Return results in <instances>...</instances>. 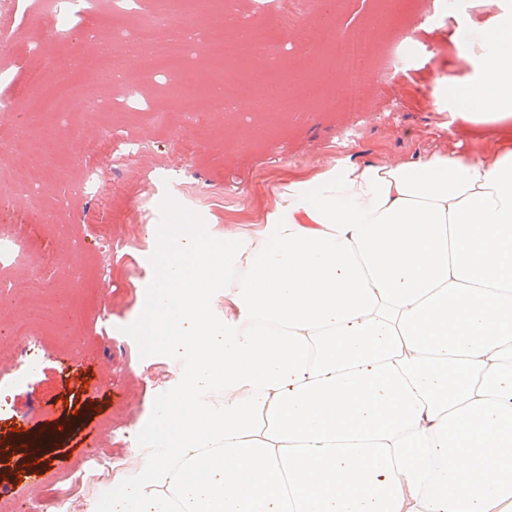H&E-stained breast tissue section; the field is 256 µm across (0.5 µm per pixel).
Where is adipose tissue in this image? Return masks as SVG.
Listing matches in <instances>:
<instances>
[{
  "instance_id": "adipose-tissue-1",
  "label": "adipose tissue",
  "mask_w": 512,
  "mask_h": 512,
  "mask_svg": "<svg viewBox=\"0 0 512 512\" xmlns=\"http://www.w3.org/2000/svg\"><path fill=\"white\" fill-rule=\"evenodd\" d=\"M463 53L459 117L512 114V7ZM165 237L143 330L185 367L85 512H512V135Z\"/></svg>"
}]
</instances>
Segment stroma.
I'll return each mask as SVG.
<instances>
[{
  "mask_svg": "<svg viewBox=\"0 0 512 512\" xmlns=\"http://www.w3.org/2000/svg\"><path fill=\"white\" fill-rule=\"evenodd\" d=\"M426 2L422 11L416 0H335L332 12L340 30L363 26L377 12L388 13L386 31L392 35L414 24L416 46L399 68L421 87L419 101L373 65L366 79L367 111L347 115L340 108L344 78L335 60L281 30L278 41L302 91L289 99L287 111L263 113V137H254L249 123L206 119V97L200 92L182 97L156 124L140 123L139 113L155 108L169 91L171 78L161 72L144 87L111 85L102 112L29 115L28 137L54 138L59 157L58 174L45 179L30 203L32 222L57 227L52 237L59 263L49 286L62 297L70 318L56 334L76 332L86 341L78 351V375L67 376L65 355L51 351L21 378L11 403L16 417L0 419V490L24 498L31 485L23 474L29 463H38L49 476L64 472L72 461L92 459L105 436L128 440L132 426L164 397L177 367L159 349L144 347L141 325L159 294L161 271L154 257L167 225L193 221L203 242L220 247L225 225L257 221L290 175L339 161H414L435 142L467 153L512 132V119L477 114L464 122L437 99L443 88L465 97L468 67L454 33L498 0ZM27 7L32 15L27 22L0 12V30L10 36L9 46L0 50L5 81L30 66H47L49 77L59 76L63 61L88 52L87 44L71 38L46 40L57 8L47 7L46 0H28ZM37 39L43 42L38 55L29 50ZM65 119L85 125L86 137L63 135ZM190 127L199 129L206 145L185 158L181 146ZM105 129L118 145L128 138L142 141V158L110 168V188L75 192L87 168L109 157L97 140ZM102 221L112 226L111 241L102 240L95 228Z\"/></svg>",
  "mask_w": 512,
  "mask_h": 512,
  "instance_id": "1",
  "label": "stroma"
}]
</instances>
